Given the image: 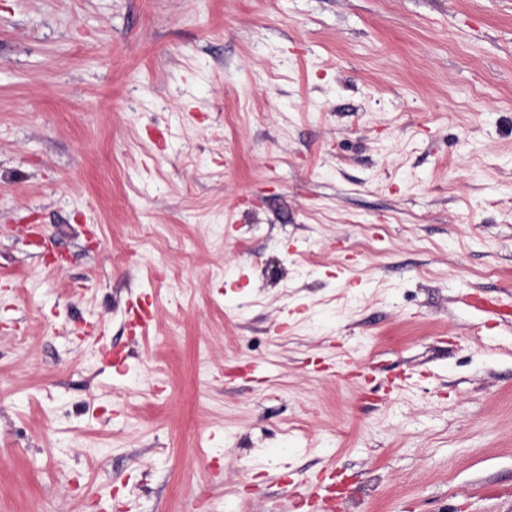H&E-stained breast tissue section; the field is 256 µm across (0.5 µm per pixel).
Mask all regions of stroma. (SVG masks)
Returning a JSON list of instances; mask_svg holds the SVG:
<instances>
[{"instance_id":"1","label":"stroma","mask_w":512,"mask_h":512,"mask_svg":"<svg viewBox=\"0 0 512 512\" xmlns=\"http://www.w3.org/2000/svg\"><path fill=\"white\" fill-rule=\"evenodd\" d=\"M319 480L512 512V0H0V512Z\"/></svg>"}]
</instances>
